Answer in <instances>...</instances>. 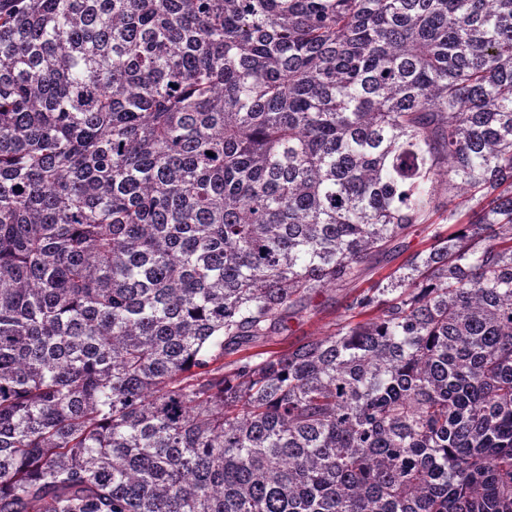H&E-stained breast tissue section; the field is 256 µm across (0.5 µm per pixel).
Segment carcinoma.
<instances>
[{"mask_svg": "<svg viewBox=\"0 0 512 512\" xmlns=\"http://www.w3.org/2000/svg\"><path fill=\"white\" fill-rule=\"evenodd\" d=\"M0 512H512V0H0ZM424 235V234H423ZM421 236H412L411 238H408L405 240L404 243L399 244L404 245L402 248H406L407 250L400 255L399 257H383L376 260V263L373 262L372 264V271L370 272V275L368 277H371L370 280H367L362 283V287L366 288L372 281L377 280L383 276H385L387 273H389L392 269H394L398 264H400L405 257H407L410 253H412L415 250L422 249L424 247L425 241H422ZM344 293L341 290L329 291L317 300V303H322L320 311L305 314L302 318L291 319L288 323V343L308 337L324 336L330 330H333V324L343 315V309L339 301Z\"/></svg>", "mask_w": 512, "mask_h": 512, "instance_id": "obj_1", "label": "carcinoma"}]
</instances>
